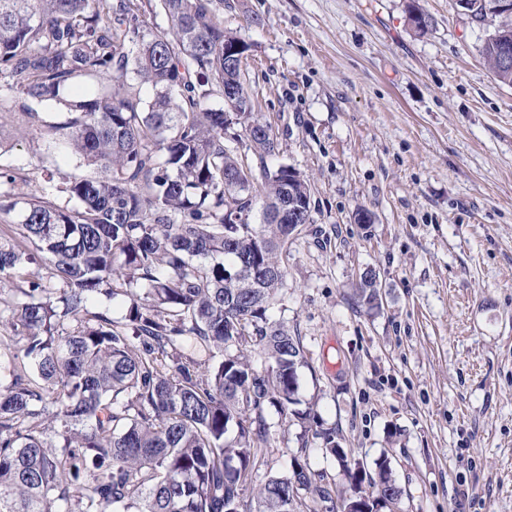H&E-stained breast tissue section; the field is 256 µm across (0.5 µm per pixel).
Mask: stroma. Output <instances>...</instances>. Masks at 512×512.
Listing matches in <instances>:
<instances>
[{
	"label": "stroma",
	"instance_id": "35a3bbf8",
	"mask_svg": "<svg viewBox=\"0 0 512 512\" xmlns=\"http://www.w3.org/2000/svg\"><path fill=\"white\" fill-rule=\"evenodd\" d=\"M220 20L249 46L269 167L311 194L272 317L300 338L298 407L315 420L266 408L252 487L303 455L340 496L329 432L365 469L388 454L401 512H512V86L481 56L489 27L457 0H224ZM26 126L0 112V168L22 190L76 169ZM367 270L373 310L354 295Z\"/></svg>",
	"mask_w": 512,
	"mask_h": 512
}]
</instances>
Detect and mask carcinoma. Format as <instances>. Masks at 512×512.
<instances>
[{
  "label": "carcinoma",
  "instance_id": "cac0c4a2",
  "mask_svg": "<svg viewBox=\"0 0 512 512\" xmlns=\"http://www.w3.org/2000/svg\"><path fill=\"white\" fill-rule=\"evenodd\" d=\"M145 1L168 26L149 25ZM221 4L0 0V111L19 97L59 103L67 117L57 124L22 108L30 127L101 170L48 174L16 235L0 238V280L21 283L20 297H0V327L18 346L0 348L32 368L10 370L0 390V512H304L290 480L301 495L331 499L305 461L269 477L254 508L244 501L264 464L266 406L297 403L304 363L299 337L267 317L291 240L268 215L286 196L309 224L311 196L287 166L257 181L224 143L225 112L207 100L234 84V118L253 153L263 163L277 150L253 116L242 69L224 58L237 37L218 19ZM470 5L473 21L512 36V15L488 12L490 0ZM482 55L512 85L499 43L486 39ZM130 74L154 88L148 107L130 92ZM77 81L93 94L65 95ZM15 189L1 171L0 211L13 208ZM228 209L238 223H224ZM37 261L44 269L29 268ZM375 288L364 273L358 295L371 308ZM98 294L127 299L124 321L89 310ZM246 344L272 370L229 352ZM325 453L343 469L347 494L380 489L399 507L387 455L357 473L329 438Z\"/></svg>",
  "mask_w": 512,
  "mask_h": 512
}]
</instances>
